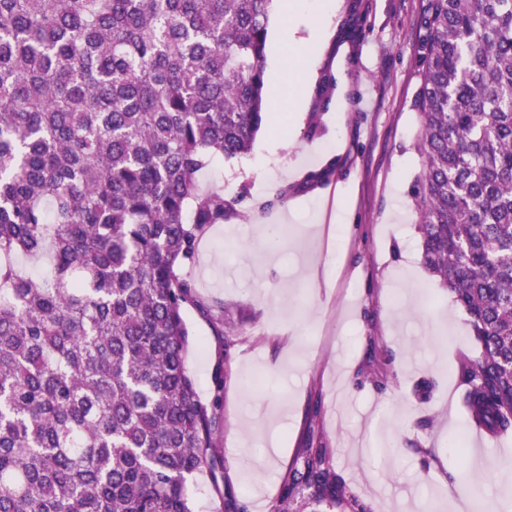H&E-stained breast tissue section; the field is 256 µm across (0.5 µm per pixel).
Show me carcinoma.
Returning a JSON list of instances; mask_svg holds the SVG:
<instances>
[{"label":"carcinoma","mask_w":512,"mask_h":512,"mask_svg":"<svg viewBox=\"0 0 512 512\" xmlns=\"http://www.w3.org/2000/svg\"><path fill=\"white\" fill-rule=\"evenodd\" d=\"M275 0H0V512H193L215 422L180 268L233 210L199 175L265 118ZM352 0L343 39L357 35ZM421 261L468 315L473 427L512 433V0H428ZM336 79L321 72L329 102ZM17 255L45 263L28 276ZM368 512L309 436L271 512Z\"/></svg>","instance_id":"obj_1"}]
</instances>
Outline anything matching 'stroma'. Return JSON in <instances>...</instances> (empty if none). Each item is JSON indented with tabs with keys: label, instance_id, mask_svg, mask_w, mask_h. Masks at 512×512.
Segmentation results:
<instances>
[{
	"label": "stroma",
	"instance_id": "35a3bbf8",
	"mask_svg": "<svg viewBox=\"0 0 512 512\" xmlns=\"http://www.w3.org/2000/svg\"><path fill=\"white\" fill-rule=\"evenodd\" d=\"M426 5L361 0L353 41L339 37L348 0H300L326 27L322 38L269 26L267 81L285 76L297 52L313 75L332 69L336 90L323 110L311 94L283 101L249 154L201 177L238 204L182 268L197 297L184 309L186 366L215 414V466L187 481L195 512H222L229 492L249 512H269L311 433L370 512H455L464 497L472 512H512L501 482L512 474V435L474 446L457 365L478 346L466 313L421 265L414 228ZM285 185L293 195L271 206ZM260 224L288 236L269 247ZM424 380L433 388L422 400Z\"/></svg>",
	"mask_w": 512,
	"mask_h": 512
}]
</instances>
